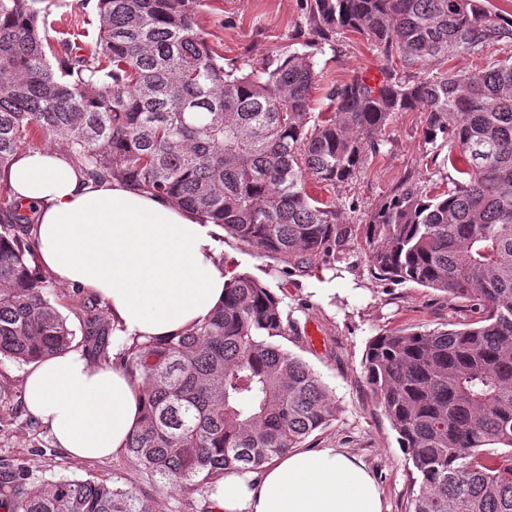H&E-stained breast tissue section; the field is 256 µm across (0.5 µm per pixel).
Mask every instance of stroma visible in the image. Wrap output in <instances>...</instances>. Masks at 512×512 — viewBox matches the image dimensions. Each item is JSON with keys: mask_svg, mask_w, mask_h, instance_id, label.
Wrapping results in <instances>:
<instances>
[{"mask_svg": "<svg viewBox=\"0 0 512 512\" xmlns=\"http://www.w3.org/2000/svg\"><path fill=\"white\" fill-rule=\"evenodd\" d=\"M305 12L306 0H202L198 20L215 51L248 70L262 66L269 56L299 50ZM315 60L320 77L311 105L316 112L329 111L326 94L332 86L357 74L370 76L382 65L370 42L355 32L339 35L334 48L317 54ZM423 123V113H399L385 129L384 146L369 158L362 173L339 187L308 180L309 194L336 203L345 223L359 226L406 177L446 186L447 170L435 166L424 148ZM220 244L231 270L254 276L281 298L284 311L298 323L284 348L318 372L332 392L335 420L313 432L303 449H342L370 470L384 512H409L411 457L365 376L366 349L373 337L387 331L432 330L469 319L466 304L415 283L379 280L369 266L360 233L348 242L339 264L316 257L300 268L285 259L258 255L229 235ZM27 372V365L0 360L1 464L23 468L34 482L94 478L132 487L146 499L160 500L163 512H208V494L143 481L141 465L127 452L88 461L56 447L48 428L31 422L23 399Z\"/></svg>", "mask_w": 512, "mask_h": 512, "instance_id": "obj_1", "label": "stroma"}]
</instances>
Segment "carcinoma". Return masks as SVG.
Wrapping results in <instances>:
<instances>
[{
    "mask_svg": "<svg viewBox=\"0 0 512 512\" xmlns=\"http://www.w3.org/2000/svg\"><path fill=\"white\" fill-rule=\"evenodd\" d=\"M44 0H0V357L29 364L69 349L75 331L50 299L34 219L5 171L29 137L49 136L93 178L165 196L265 256L334 257L352 236L306 174L341 186L384 145L400 112H421L424 144L459 178L439 190L403 180L363 225L369 266L396 284L470 303L446 329L374 337L366 376L416 472L409 512H512V57L441 71L450 54L512 45V17L483 0H307L303 53L248 72L200 33L199 0H97L94 45L50 42ZM369 37L379 82L331 88L311 111L315 52ZM399 59L402 75L392 67ZM446 154H441L442 148ZM279 298L235 273L224 304L164 340L132 338L121 365L143 418L127 451L146 477L201 492L227 470L257 472L335 420L329 387L279 343ZM87 351L112 363V327L84 310ZM8 512H157L133 489L62 477L40 484L0 467Z\"/></svg>",
    "mask_w": 512,
    "mask_h": 512,
    "instance_id": "carcinoma-1",
    "label": "carcinoma"
}]
</instances>
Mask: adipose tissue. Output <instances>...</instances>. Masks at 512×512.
<instances>
[{
    "label": "adipose tissue",
    "instance_id": "ef3b65f1",
    "mask_svg": "<svg viewBox=\"0 0 512 512\" xmlns=\"http://www.w3.org/2000/svg\"><path fill=\"white\" fill-rule=\"evenodd\" d=\"M7 181L35 210L40 256L56 282L95 291L125 335L185 332L223 300L231 271L219 258L221 226L166 197L92 180L53 149L18 153ZM24 401L58 447L86 460L124 450L143 406L123 368L80 348L34 363ZM209 498L215 512H381L372 475L334 448L273 458L258 478L226 471Z\"/></svg>",
    "mask_w": 512,
    "mask_h": 512
}]
</instances>
